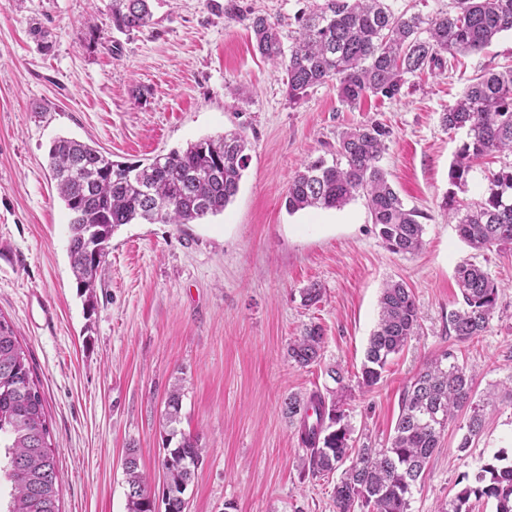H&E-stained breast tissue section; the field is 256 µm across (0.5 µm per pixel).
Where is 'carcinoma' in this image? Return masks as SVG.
<instances>
[{"instance_id": "cac0c4a2", "label": "carcinoma", "mask_w": 512, "mask_h": 512, "mask_svg": "<svg viewBox=\"0 0 512 512\" xmlns=\"http://www.w3.org/2000/svg\"><path fill=\"white\" fill-rule=\"evenodd\" d=\"M112 27L122 34L152 24V0H110ZM224 14L248 22L258 52L286 75L288 101L336 81L340 100L350 107L374 96L401 95L408 76L445 68L446 54L482 50L500 33L512 31V0H453L446 12L422 15L396 7L395 0H314L296 18L290 47L279 24L264 14H244L235 0ZM40 52L53 48L42 26L30 27ZM448 131L466 130L449 171L450 185H466L475 161L512 155V67L474 79L456 104L440 116ZM393 130L371 120L340 133L336 145L303 165L288 183V212L341 208L362 197L378 236L396 254L423 247L419 212L409 209L381 166ZM246 141L237 133L206 137L181 150L156 155L145 164L115 162L97 147L60 137L49 151L59 197L69 212V257L77 290L95 309V289L108 271L110 240L123 224H192L215 215L233 201L247 166ZM480 201L452 208L459 237L476 252L512 246V164L489 172ZM459 294L448 310V334L467 342L487 329L499 287L483 265L469 259L456 267ZM419 312L402 280L386 282L379 318L365 352L360 384L379 383L389 359L415 335ZM324 329L304 327L288 344V356L301 367L318 364ZM335 387L315 390L304 399L288 398L286 415L297 420L306 449L303 472L312 477L341 471L333 489L336 512H410L413 491L439 445L448 422L467 408L458 450L466 452L484 422L489 391L474 401V377L456 351L448 348L426 363L404 391L389 446L360 448L350 443V427L339 398L349 384L338 369L327 370ZM181 386L165 403L169 437L162 462L164 512H183L184 494L195 476L191 462L203 458L198 440L177 430ZM58 463L52 448L45 399L34 382L28 359L12 325L0 316V478L11 484L10 500L0 512H60ZM127 512H156L137 451L125 462ZM438 512H470L475 497L493 498L496 512H512V457L501 451L469 476Z\"/></svg>"}]
</instances>
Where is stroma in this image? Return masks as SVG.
I'll return each instance as SVG.
<instances>
[{
	"instance_id": "35a3bbf8",
	"label": "stroma",
	"mask_w": 512,
	"mask_h": 512,
	"mask_svg": "<svg viewBox=\"0 0 512 512\" xmlns=\"http://www.w3.org/2000/svg\"><path fill=\"white\" fill-rule=\"evenodd\" d=\"M226 0H153V23L125 35L109 0H0V315L14 327L45 398L61 485L60 512H127L124 459L137 449L152 493L162 491L164 413L182 386L180 428L206 455L186 512H335L336 475L313 478L284 412L288 397L350 386L343 410L355 446L386 447L408 380L448 348L476 372L474 392L497 394L468 456L450 422L411 501L436 512L479 461L512 448V246L481 253L462 242L444 205L449 167L466 139L440 123L475 77L512 65V31L444 70L409 77L399 99L343 105L335 82L289 102L284 74L254 48ZM283 34L312 0H236ZM48 28L50 53L29 34ZM100 35L94 44L90 32ZM242 87L234 101L226 86ZM391 126L381 161L406 207L423 215L424 247L391 252L364 199L339 209L288 213L284 197L302 163L346 128ZM237 132L249 161L224 212L191 224H126L112 236L109 272L87 311L68 254V212L48 167L60 136L112 160L144 163L203 137ZM464 258L499 284L482 336L448 334ZM410 286L420 329L370 391L358 385L386 281ZM324 290L305 306L301 290ZM325 343L301 368L287 347L310 323Z\"/></svg>"
}]
</instances>
